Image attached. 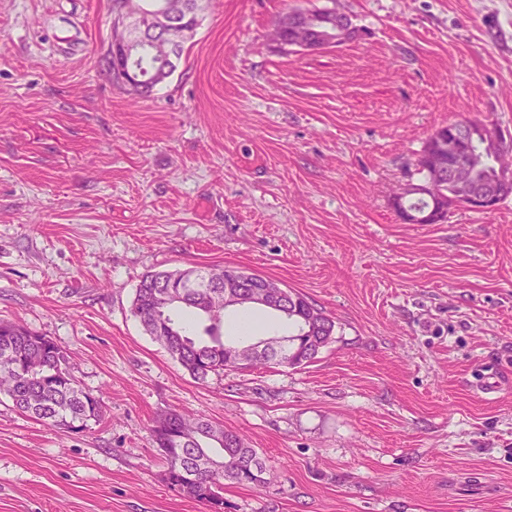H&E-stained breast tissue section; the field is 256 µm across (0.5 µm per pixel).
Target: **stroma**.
<instances>
[{"label":"stroma","mask_w":512,"mask_h":512,"mask_svg":"<svg viewBox=\"0 0 512 512\" xmlns=\"http://www.w3.org/2000/svg\"><path fill=\"white\" fill-rule=\"evenodd\" d=\"M310 8L353 38L278 51ZM112 20V0H0V321L104 403L75 433L0 396V512H207L165 480L170 410L264 459L224 512H512V195L438 224L392 205L438 128L512 133V0H213L147 97L105 67ZM192 265L300 291L333 342L194 380L132 312L144 274Z\"/></svg>","instance_id":"obj_1"}]
</instances>
